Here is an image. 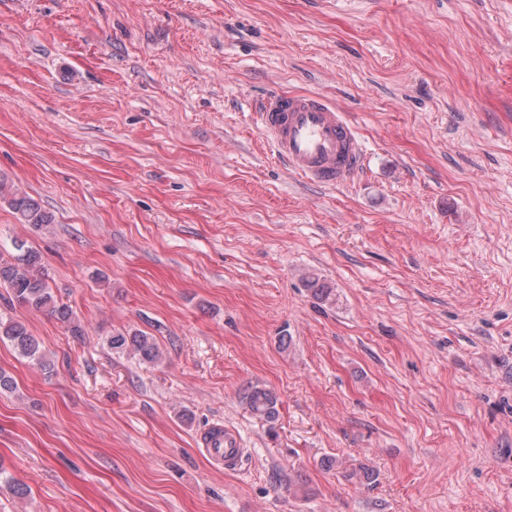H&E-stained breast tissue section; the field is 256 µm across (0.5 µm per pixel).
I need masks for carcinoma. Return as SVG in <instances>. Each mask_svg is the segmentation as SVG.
<instances>
[{
    "label": "carcinoma",
    "mask_w": 512,
    "mask_h": 512,
    "mask_svg": "<svg viewBox=\"0 0 512 512\" xmlns=\"http://www.w3.org/2000/svg\"><path fill=\"white\" fill-rule=\"evenodd\" d=\"M1 200L8 203L20 223L34 231L44 230L54 223L53 214L38 201L0 181ZM1 286L10 291L18 305L48 313L73 336L85 335L73 309L53 294L41 253L28 246L23 239L13 241V252L0 251ZM0 340L10 343L21 358L45 370L51 368V361L41 341L25 324L0 317ZM107 346L115 353H131L146 364H156L162 359V351L155 338L142 331H116L107 338ZM243 401L253 417L270 424L277 419L278 399L272 390L251 385L245 389Z\"/></svg>",
    "instance_id": "1"
}]
</instances>
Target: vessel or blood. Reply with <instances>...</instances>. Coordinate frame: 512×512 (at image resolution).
Returning a JSON list of instances; mask_svg holds the SVG:
<instances>
[{
  "mask_svg": "<svg viewBox=\"0 0 512 512\" xmlns=\"http://www.w3.org/2000/svg\"><path fill=\"white\" fill-rule=\"evenodd\" d=\"M255 120L274 159L306 182L343 187L364 166L366 145L357 127L322 93L273 91L257 103ZM197 446L212 467L227 471L244 455L236 431L220 421L199 434Z\"/></svg>",
  "mask_w": 512,
  "mask_h": 512,
  "instance_id": "b4317fda",
  "label": "vessel or blood"
}]
</instances>
